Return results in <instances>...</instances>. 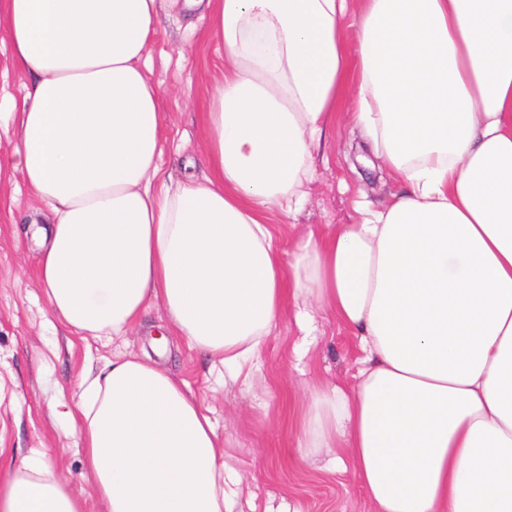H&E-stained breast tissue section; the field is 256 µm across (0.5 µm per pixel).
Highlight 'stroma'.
I'll return each instance as SVG.
<instances>
[{
	"label": "stroma",
	"instance_id": "1",
	"mask_svg": "<svg viewBox=\"0 0 512 512\" xmlns=\"http://www.w3.org/2000/svg\"><path fill=\"white\" fill-rule=\"evenodd\" d=\"M146 63L164 99L160 168L175 180L204 177L207 132L199 114L224 77V49L211 14L187 8L185 0H164ZM29 83L12 62L0 19V200L13 208L12 214L0 213V467L20 466L41 453L82 498L85 512H99L80 434L68 419L80 378L113 356L142 355L151 338L164 336L168 349L158 364L204 402L225 442L227 484L235 492L231 512H373L351 465L336 463L331 448L313 454L298 448L299 431L288 416L289 407L306 403L312 386L356 382L358 340L330 312L312 308L306 333L286 313L249 378L235 383L225 382L223 369L211 368L186 341L167 336L161 303L148 306L142 326L114 338L86 341L57 320L35 273L40 248L26 231L48 209L24 182L16 155L20 132L9 118ZM395 190L343 112L326 158L314 161L302 208L290 214L273 210L269 222L286 252L308 228L354 223L358 202L382 205Z\"/></svg>",
	"mask_w": 512,
	"mask_h": 512
}]
</instances>
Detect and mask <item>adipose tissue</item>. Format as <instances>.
Segmentation results:
<instances>
[{
  "instance_id": "adipose-tissue-1",
  "label": "adipose tissue",
  "mask_w": 512,
  "mask_h": 512,
  "mask_svg": "<svg viewBox=\"0 0 512 512\" xmlns=\"http://www.w3.org/2000/svg\"><path fill=\"white\" fill-rule=\"evenodd\" d=\"M161 2L0 0L58 320L120 336L162 303L235 381L287 308L316 304L363 358L352 389L311 388L299 447L347 455L374 512H512V0H189L224 78L208 174L177 182L144 63ZM346 108L398 190L283 259L268 214L299 209ZM79 388L100 512H227L223 445L181 381L115 357ZM0 512L85 510L33 455L0 477Z\"/></svg>"
}]
</instances>
